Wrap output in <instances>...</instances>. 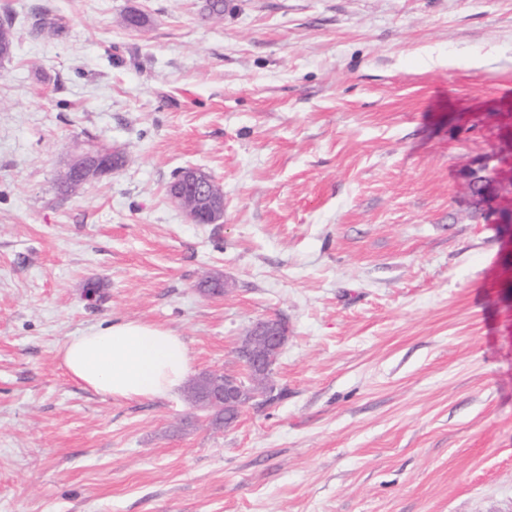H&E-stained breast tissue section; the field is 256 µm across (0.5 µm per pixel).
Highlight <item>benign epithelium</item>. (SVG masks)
Returning <instances> with one entry per match:
<instances>
[{
    "label": "benign epithelium",
    "instance_id": "1",
    "mask_svg": "<svg viewBox=\"0 0 512 512\" xmlns=\"http://www.w3.org/2000/svg\"><path fill=\"white\" fill-rule=\"evenodd\" d=\"M120 153L108 156L102 152H87L70 165L64 176L68 185L83 184L91 179L108 175L119 167ZM492 157L476 160L488 172L491 191L484 206L483 218L488 224L512 222V208L505 211L498 206L506 185L512 186V175L503 177L502 167L491 165ZM170 199L179 206L193 224H217L224 217V195L213 176L201 168L188 167L179 173L170 191ZM288 341V328L280 321L264 319L252 324L237 347L236 354L251 363L253 370L262 371L274 362ZM262 390L250 385V378L233 375L222 378V373L211 372L204 382V394L195 407L200 410L242 409Z\"/></svg>",
    "mask_w": 512,
    "mask_h": 512
}]
</instances>
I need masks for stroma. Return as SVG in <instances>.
I'll return each instance as SVG.
<instances>
[{"label":"stroma","instance_id":"1","mask_svg":"<svg viewBox=\"0 0 512 512\" xmlns=\"http://www.w3.org/2000/svg\"><path fill=\"white\" fill-rule=\"evenodd\" d=\"M202 4L0 0V512H512V227L463 177L512 161V0ZM99 148L123 167L61 195ZM188 167L219 223L169 199ZM260 319L276 397L226 429L58 357L138 320L234 369ZM170 199L193 224H216L224 217L223 191L213 176L201 168L188 167L181 171L170 191ZM288 341V328L280 321L264 319L252 324L236 354L249 360L253 370L262 371L274 362Z\"/></svg>","mask_w":512,"mask_h":512}]
</instances>
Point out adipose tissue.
Returning <instances> with one entry per match:
<instances>
[{"label": "adipose tissue", "instance_id": "obj_1", "mask_svg": "<svg viewBox=\"0 0 512 512\" xmlns=\"http://www.w3.org/2000/svg\"><path fill=\"white\" fill-rule=\"evenodd\" d=\"M60 357L68 375L84 389L124 401L172 395L191 372L182 337L142 321L88 328L63 344Z\"/></svg>", "mask_w": 512, "mask_h": 512}]
</instances>
